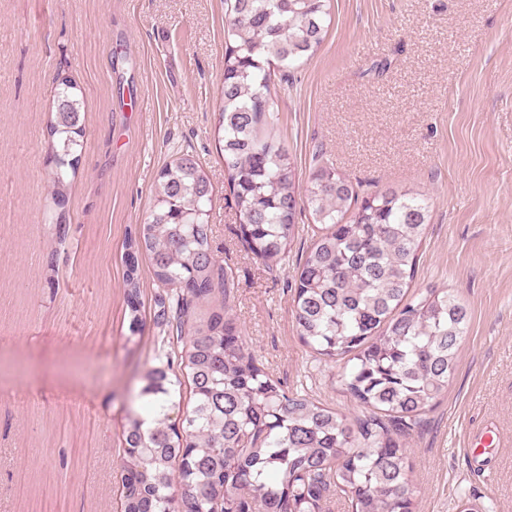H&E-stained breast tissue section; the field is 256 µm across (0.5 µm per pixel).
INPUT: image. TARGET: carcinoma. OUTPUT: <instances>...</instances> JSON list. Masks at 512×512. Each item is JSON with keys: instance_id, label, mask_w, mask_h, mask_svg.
<instances>
[{"instance_id": "cac0c4a2", "label": "carcinoma", "mask_w": 512, "mask_h": 512, "mask_svg": "<svg viewBox=\"0 0 512 512\" xmlns=\"http://www.w3.org/2000/svg\"><path fill=\"white\" fill-rule=\"evenodd\" d=\"M224 80L218 132L240 240L273 269L288 258L298 215L317 231L294 278L300 340L329 360H347L340 383L369 415L352 423L300 391H287L246 346L220 297L230 275L210 245L213 187L191 153L164 164L144 223L126 243L131 336L141 323L138 254L175 291L188 328L180 369L192 407L169 423L180 378L162 367L143 376V411L123 431L122 512H324L330 486L351 512H417L407 436L448 390L467 307L446 289L408 291L429 224L428 199L373 191L321 166L305 188L274 126L272 73L297 70L321 45L329 0H224ZM83 99L56 81L48 124L52 203L64 208L68 171L83 148ZM211 306L190 324L193 309Z\"/></svg>"}]
</instances>
